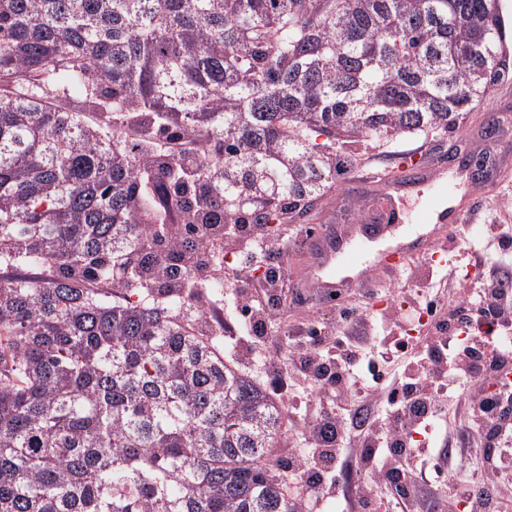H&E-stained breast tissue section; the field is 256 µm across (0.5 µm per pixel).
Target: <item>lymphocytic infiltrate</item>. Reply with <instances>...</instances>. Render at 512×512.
<instances>
[{
	"instance_id": "f902f5d3",
	"label": "lymphocytic infiltrate",
	"mask_w": 512,
	"mask_h": 512,
	"mask_svg": "<svg viewBox=\"0 0 512 512\" xmlns=\"http://www.w3.org/2000/svg\"><path fill=\"white\" fill-rule=\"evenodd\" d=\"M224 244L238 249L244 266L267 263L254 290L239 293L253 346L267 349L278 302L288 292L278 262L288 241L271 239L265 225L242 224L225 228ZM415 303L438 317L435 335L419 351L409 350L404 338L380 335L381 318L357 307L339 310L342 335L334 334L333 323L299 327L288 357L268 358L293 387L288 429L301 445L277 467L299 512H324L344 466L355 459L372 475L368 490L357 495L359 505L383 512L395 503L408 512L412 491L444 485L459 449L472 470L487 474L460 484L471 512H498L502 484L490 475L512 470V393H489L485 383L512 369V350L497 345L487 355L481 343L460 350L455 340L460 327L479 319L512 328V267L486 263L476 287L452 310L426 287L416 291Z\"/></svg>"
}]
</instances>
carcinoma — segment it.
<instances>
[{"instance_id":"1","label":"carcinoma","mask_w":512,"mask_h":512,"mask_svg":"<svg viewBox=\"0 0 512 512\" xmlns=\"http://www.w3.org/2000/svg\"><path fill=\"white\" fill-rule=\"evenodd\" d=\"M504 37L499 0H0V265L49 272L0 277V512H296L286 414L197 326L224 225L458 129Z\"/></svg>"}]
</instances>
